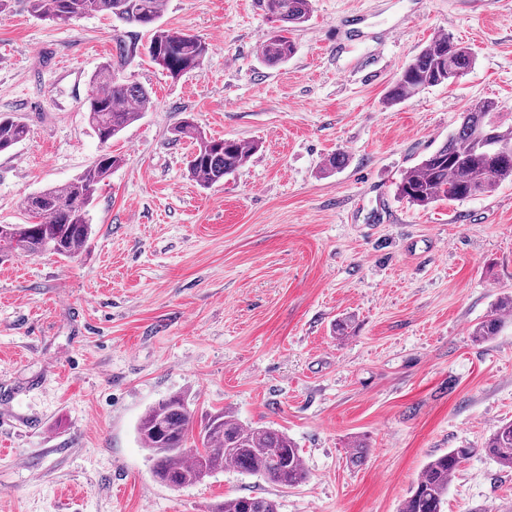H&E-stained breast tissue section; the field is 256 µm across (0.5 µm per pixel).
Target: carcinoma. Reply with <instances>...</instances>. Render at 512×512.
<instances>
[{
    "label": "carcinoma",
    "mask_w": 512,
    "mask_h": 512,
    "mask_svg": "<svg viewBox=\"0 0 512 512\" xmlns=\"http://www.w3.org/2000/svg\"><path fill=\"white\" fill-rule=\"evenodd\" d=\"M33 14L41 20L69 21L92 15H108L148 29L146 55L173 79L199 69L209 45L198 36L164 29L157 25L166 0H30ZM267 15L280 23L261 47L264 63L270 67L287 62L295 53L287 34L309 21L311 0H259ZM475 58L469 48L441 35L421 49L409 63L407 74L395 80L387 101L398 103L426 88L454 81L452 69L471 68ZM154 105L151 92L135 83L117 79L112 65L105 64L93 75L88 101V120L105 147L73 181L49 187L26 199L29 221L0 224V261L15 255H56L77 257L92 232L89 206L96 186L119 166L122 158L108 150L112 139L140 119ZM497 142L512 146V125L502 121L498 105L491 99L472 102L461 113L454 134L439 148L407 170L398 195L407 202L427 207L441 200L463 201L492 192L504 180L512 179V157L493 156L483 140L485 131ZM175 138L195 141L188 161L190 176L203 187L246 165L257 144L235 139L209 138L187 118L173 129ZM29 127L22 120L0 115V153L9 152L25 141ZM512 312V297L501 299L472 333L486 341L497 335L505 314ZM193 419L185 398L173 395L149 408L139 419V440L155 460L154 476L162 484L181 487L203 481L217 470L231 465L247 474L261 475L285 487H297L308 479L299 448L288 434L240 422L233 413L210 417L199 432L201 447L190 448ZM484 453L501 467L512 469V421L500 425L488 438ZM472 448H451L430 460L414 483L400 512H444L448 485ZM211 512H278V504L265 497L228 498Z\"/></svg>",
    "instance_id": "cac0c4a2"
}]
</instances>
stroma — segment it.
Here are the masks:
<instances>
[{"label": "stroma", "mask_w": 512, "mask_h": 512, "mask_svg": "<svg viewBox=\"0 0 512 512\" xmlns=\"http://www.w3.org/2000/svg\"><path fill=\"white\" fill-rule=\"evenodd\" d=\"M160 23L209 43L201 69L170 78L144 54L148 31L114 18L44 21L28 0L0 17V113L30 129L0 154V224L26 223V197L99 154L86 101L102 63L154 100L111 143L123 162L94 194L79 258L0 264V512H211L243 495L399 512L427 462L461 446L475 453L445 512H512V471L482 451L512 420V317L472 338L512 295V181L425 208L397 195L472 101L512 117V0H312L277 67L261 59L275 24L257 0H167ZM438 35L475 67L387 104ZM189 116L259 147L201 187L193 142L172 135ZM335 153L344 166L323 173ZM174 394L195 423L229 410L288 433L307 482L228 466L160 484L135 426ZM512 313V297L502 298L497 305L479 322L472 333L475 341L483 342L496 336L504 325V316Z\"/></svg>", "instance_id": "obj_1"}]
</instances>
